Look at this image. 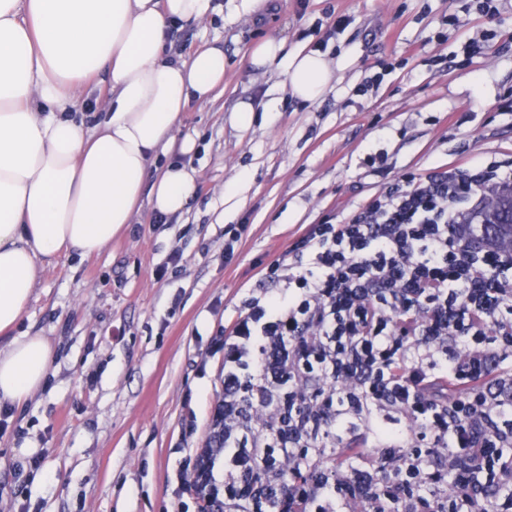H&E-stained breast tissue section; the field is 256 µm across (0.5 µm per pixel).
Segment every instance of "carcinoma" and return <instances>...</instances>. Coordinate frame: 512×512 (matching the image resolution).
<instances>
[{
  "instance_id": "carcinoma-1",
  "label": "carcinoma",
  "mask_w": 512,
  "mask_h": 512,
  "mask_svg": "<svg viewBox=\"0 0 512 512\" xmlns=\"http://www.w3.org/2000/svg\"><path fill=\"white\" fill-rule=\"evenodd\" d=\"M512 209V188L491 198L484 209V221L490 222L503 210ZM512 373V359L495 362L480 375L463 378L441 366L425 377H413L409 359L394 357L385 374L392 382L413 384L419 399L430 408L442 412L450 408L461 416L470 414L475 403L490 391L496 381ZM267 389L262 379L246 387L242 412L252 417L260 413ZM429 473L418 484L397 474L386 482L390 499L389 512H447L448 495L456 496L461 508L474 497L512 498V446L497 449V475L484 481L473 471V462L487 454L482 440L474 437L471 446L459 453L460 470L467 479L460 481L448 471L445 444L427 449ZM388 449L374 446L365 428L344 433L334 425V415L320 423L313 435L311 448H276L270 457V468L246 472L234 494L224 498V512H258L265 504L266 512H312L309 490L330 479L356 491L362 477L383 464Z\"/></svg>"
}]
</instances>
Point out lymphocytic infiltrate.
I'll return each instance as SVG.
<instances>
[{"mask_svg": "<svg viewBox=\"0 0 512 512\" xmlns=\"http://www.w3.org/2000/svg\"><path fill=\"white\" fill-rule=\"evenodd\" d=\"M510 186L512 156L435 168L369 198L341 223L308 225L291 261L268 269L247 290L238 317L214 342L224 389L201 446L190 444L196 418L185 424L182 461L171 479L175 495L191 499L194 512H224V497L242 470L267 466L265 454L238 453L245 438L238 400L264 352L288 378L260 416L274 447H281L284 428L310 430L292 410L303 393L300 375L312 365L336 380L343 423H424L416 440L394 441L387 467L422 474L421 449L441 441L465 448L475 432L496 448L512 443V405L500 399L480 401L464 425L455 413L424 408L413 387H385L363 375L414 335L432 340L410 359L418 376L436 360L468 376L483 369L488 352L512 357V311L502 308L512 294V253L478 250L467 240L487 198ZM484 316L494 334L479 326ZM297 341L307 359L294 355Z\"/></svg>", "mask_w": 512, "mask_h": 512, "instance_id": "lymphocytic-infiltrate-1", "label": "lymphocytic infiltrate"}]
</instances>
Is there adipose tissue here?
Segmentation results:
<instances>
[{"label": "adipose tissue", "instance_id": "obj_1", "mask_svg": "<svg viewBox=\"0 0 512 512\" xmlns=\"http://www.w3.org/2000/svg\"><path fill=\"white\" fill-rule=\"evenodd\" d=\"M217 11L212 0H0V334L19 323L61 252L103 251L143 206L168 218L186 209L196 139L182 134L181 115L223 90L224 50L172 56L166 30ZM249 61L283 71L290 95L306 102L333 79L322 53L277 38ZM92 86L107 104L90 125L76 109ZM174 149L181 161L153 172ZM52 356L38 335L0 348V404L25 402Z\"/></svg>", "mask_w": 512, "mask_h": 512}]
</instances>
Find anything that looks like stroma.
Returning <instances> with one entry per match:
<instances>
[{
	"mask_svg": "<svg viewBox=\"0 0 512 512\" xmlns=\"http://www.w3.org/2000/svg\"><path fill=\"white\" fill-rule=\"evenodd\" d=\"M218 2L223 13L166 37L180 55L224 48L223 96L182 115L198 148L187 210L157 224L143 207L100 254L59 257L14 330L46 337L54 356L0 434V481L45 452L16 495L0 496V512L23 502L30 512H175L182 420L209 415L223 380L212 339L257 273L291 257L304 225L340 223L429 168L512 153L511 6L489 20L466 0H264L257 17L238 18L234 0ZM343 14L354 23L331 32ZM452 14L459 27L447 25ZM487 30L488 54L465 59L463 42ZM269 37L334 63L319 101L290 97L283 72L253 69L248 53ZM376 73L378 89L352 95ZM259 98L277 112L232 126L231 109ZM375 153L382 162H369Z\"/></svg>",
	"mask_w": 512,
	"mask_h": 512,
	"instance_id": "1",
	"label": "stroma"
}]
</instances>
